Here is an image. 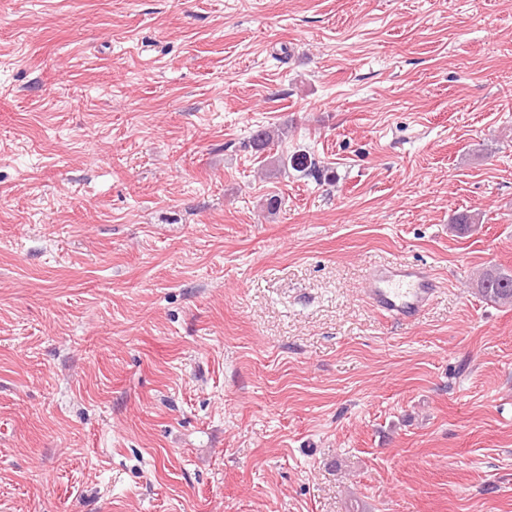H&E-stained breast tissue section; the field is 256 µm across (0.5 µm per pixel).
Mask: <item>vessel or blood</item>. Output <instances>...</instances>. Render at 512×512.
Returning a JSON list of instances; mask_svg holds the SVG:
<instances>
[{"instance_id":"b4317fda","label":"vessel or blood","mask_w":512,"mask_h":512,"mask_svg":"<svg viewBox=\"0 0 512 512\" xmlns=\"http://www.w3.org/2000/svg\"><path fill=\"white\" fill-rule=\"evenodd\" d=\"M434 291L433 275L418 264L376 268L369 278L368 293L375 307L399 321L416 319Z\"/></svg>"}]
</instances>
